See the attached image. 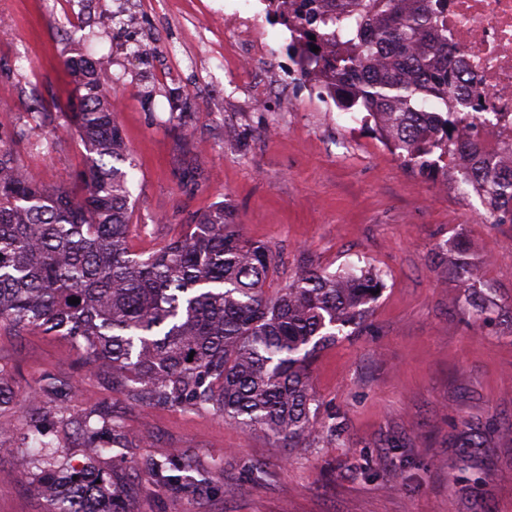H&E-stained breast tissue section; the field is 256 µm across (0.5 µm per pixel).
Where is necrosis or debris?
Segmentation results:
<instances>
[{"label":"necrosis or debris","instance_id":"necrosis-or-debris-1","mask_svg":"<svg viewBox=\"0 0 512 512\" xmlns=\"http://www.w3.org/2000/svg\"><path fill=\"white\" fill-rule=\"evenodd\" d=\"M448 43L464 72H476L469 96L484 112L485 145L494 149L512 138V0H448ZM239 73L253 79L251 63L267 50L257 37L256 19L233 14Z\"/></svg>","mask_w":512,"mask_h":512}]
</instances>
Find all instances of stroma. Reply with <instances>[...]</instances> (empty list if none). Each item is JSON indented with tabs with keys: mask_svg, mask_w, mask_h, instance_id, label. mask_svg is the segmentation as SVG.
Wrapping results in <instances>:
<instances>
[{
	"mask_svg": "<svg viewBox=\"0 0 512 512\" xmlns=\"http://www.w3.org/2000/svg\"><path fill=\"white\" fill-rule=\"evenodd\" d=\"M114 0H0V140L54 188L84 164V147L63 121L36 126L34 106L74 97L63 55L97 63L134 163L128 245L149 254L184 233L213 203L230 208L245 240L271 248L273 288L308 267L381 271L383 287L365 324L321 348L311 365L317 432L282 448L210 412L138 406L106 384L67 339L0 329V379L15 394L0 407L14 435L0 453V512H47L28 490L23 443L29 405L47 378L66 389L70 414L100 408L120 423L111 465L116 512H512V224L484 222L476 194L412 171L378 134L339 111L301 78L285 25L264 0H159L152 11L127 0L122 29L100 33ZM253 11L272 51L257 59L272 77L261 107L213 50L228 31L214 12ZM151 47L135 54L136 44ZM178 48L172 57L170 48ZM29 67L19 68L18 53ZM209 96L188 121L172 118V88ZM238 138L227 141L226 127ZM52 143L34 147L36 138ZM482 263L463 287L448 260L457 246ZM493 300L487 319L465 296ZM342 423L340 437L328 428ZM481 433L479 448L462 447ZM195 455L209 490L171 493L143 464L173 452ZM263 463L253 479L250 467Z\"/></svg>",
	"mask_w": 512,
	"mask_h": 512,
	"instance_id": "35a3bbf8",
	"label": "stroma"
}]
</instances>
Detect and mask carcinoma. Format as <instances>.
<instances>
[{"mask_svg":"<svg viewBox=\"0 0 512 512\" xmlns=\"http://www.w3.org/2000/svg\"><path fill=\"white\" fill-rule=\"evenodd\" d=\"M266 2L291 32L302 78L340 110L364 113L407 165L471 186L489 223H512V171L502 170L512 140L489 153L476 135L456 137L458 127L477 126L478 106L453 101L462 69L448 63V20L435 0H334L336 9L320 14L311 0H294L287 14L282 0ZM64 67L80 109L60 117L85 148L83 191L48 190L0 143V327L69 337L134 403L208 411L297 447L316 432L314 355L364 323L380 272L308 268L270 295L272 253L245 241L222 203L153 253L132 252L130 190L119 168L129 149L113 98L87 56ZM168 97L171 115L190 111L179 89ZM453 266L465 286L480 280L481 265L465 252ZM28 418V436L43 448L30 459L31 476L48 492V512H112L116 482L101 459L123 446L122 427L95 411L31 407ZM51 433L99 444L75 468L51 452ZM146 474L173 490L202 477L185 452L150 461Z\"/></svg>","mask_w":512,"mask_h":512,"instance_id":"carcinoma-1","label":"carcinoma"}]
</instances>
